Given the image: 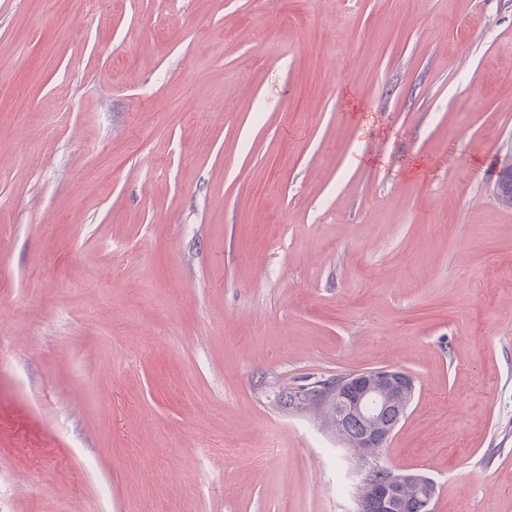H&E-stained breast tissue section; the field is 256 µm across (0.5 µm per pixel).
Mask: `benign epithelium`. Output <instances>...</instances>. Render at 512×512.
Returning <instances> with one entry per match:
<instances>
[{
    "mask_svg": "<svg viewBox=\"0 0 512 512\" xmlns=\"http://www.w3.org/2000/svg\"><path fill=\"white\" fill-rule=\"evenodd\" d=\"M414 389V379L406 371L378 368L351 373L335 383L294 390L288 405L297 411L309 409L315 402L335 405L341 418L361 425L351 436L334 430L336 438L369 463L405 417ZM435 493L434 481L420 473L393 472L373 465L359 484L358 512H431Z\"/></svg>",
    "mask_w": 512,
    "mask_h": 512,
    "instance_id": "benign-epithelium-1",
    "label": "benign epithelium"
}]
</instances>
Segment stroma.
<instances>
[{
  "label": "stroma",
  "mask_w": 512,
  "mask_h": 512,
  "mask_svg": "<svg viewBox=\"0 0 512 512\" xmlns=\"http://www.w3.org/2000/svg\"><path fill=\"white\" fill-rule=\"evenodd\" d=\"M510 157L512 0H0V512H356L277 396L383 367L512 512Z\"/></svg>",
  "instance_id": "stroma-1"
}]
</instances>
